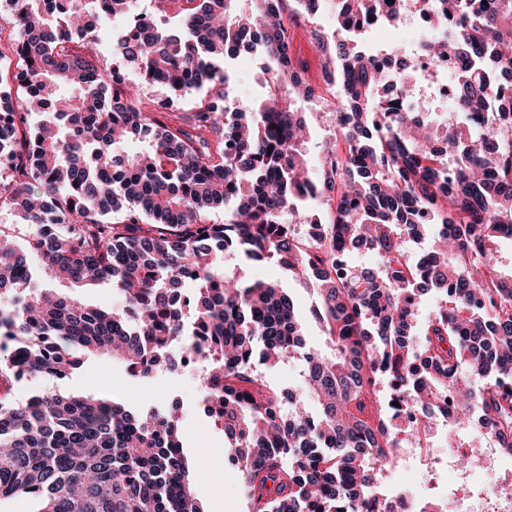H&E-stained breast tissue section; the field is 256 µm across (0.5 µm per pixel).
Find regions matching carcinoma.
I'll return each mask as SVG.
<instances>
[{"mask_svg": "<svg viewBox=\"0 0 512 512\" xmlns=\"http://www.w3.org/2000/svg\"><path fill=\"white\" fill-rule=\"evenodd\" d=\"M135 17L139 0H6L0 36V210L24 215L25 249L0 227V498L24 494L37 512H203L192 491L178 406L142 414L105 396L12 397L26 375L62 378L75 351L110 355L149 378L169 356L208 352L199 391L212 398L251 512H372L377 465L397 453L377 378L409 410L414 433L452 404L512 457V274L496 244L512 241V0H424L444 25L460 19L456 106L490 102L496 123L434 125L425 103L380 94L374 56L314 27L306 0H186L176 23ZM392 0H331L340 28L393 12ZM128 23L111 53L86 16ZM304 27L330 54L336 134L315 175L299 106L311 91L287 55ZM271 61L266 95L228 96L221 63L253 50ZM138 63L178 99L206 88L190 124L174 100L142 108L139 87L114 79ZM326 208V235L304 243L291 222ZM224 208V223L209 213ZM375 251L355 265L347 244ZM112 285L118 308L50 288ZM277 264L318 296L328 350L306 346L293 298L243 281L236 259ZM444 305L418 320L420 295ZM297 358L303 385L279 396L256 364ZM449 397V401L439 395ZM317 414L306 411L308 401Z\"/></svg>", "mask_w": 512, "mask_h": 512, "instance_id": "1", "label": "carcinoma"}]
</instances>
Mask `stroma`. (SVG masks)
Here are the masks:
<instances>
[{
    "label": "stroma",
    "instance_id": "35a3bbf8",
    "mask_svg": "<svg viewBox=\"0 0 512 512\" xmlns=\"http://www.w3.org/2000/svg\"><path fill=\"white\" fill-rule=\"evenodd\" d=\"M262 64V59L257 57L232 61L229 84L236 101L253 100L264 93ZM240 274L247 280L260 278L278 282L297 304L308 345L322 342L324 332L309 313L313 294L303 280L288 276L270 262L259 266L251 263L242 265ZM56 389L76 394H102L134 409L161 408L180 403L184 452L192 463L204 466L201 477L193 483L196 496L205 501L220 502L221 512H249L237 469L229 464L224 452V434L207 425L206 416L197 402V387L193 379L162 370L153 378L142 380L128 374L119 361L98 356L86 358L78 369L62 380L44 377L21 379L14 384L13 395L21 400L35 391Z\"/></svg>",
    "mask_w": 512,
    "mask_h": 512
}]
</instances>
